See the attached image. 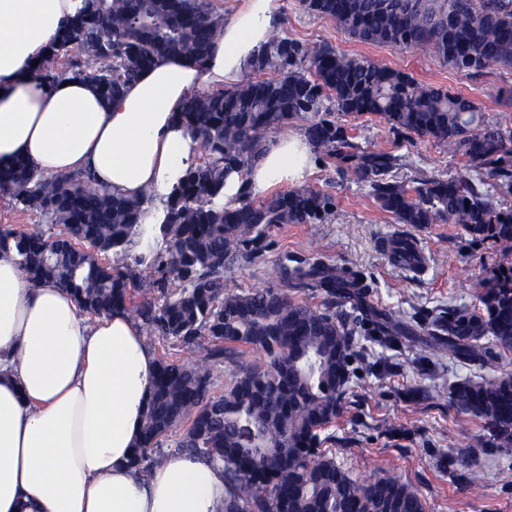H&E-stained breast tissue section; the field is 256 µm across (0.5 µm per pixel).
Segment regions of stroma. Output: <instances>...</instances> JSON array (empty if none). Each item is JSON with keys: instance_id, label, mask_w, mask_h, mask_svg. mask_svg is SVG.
Returning <instances> with one entry per match:
<instances>
[{"instance_id": "obj_1", "label": "stroma", "mask_w": 512, "mask_h": 512, "mask_svg": "<svg viewBox=\"0 0 512 512\" xmlns=\"http://www.w3.org/2000/svg\"><path fill=\"white\" fill-rule=\"evenodd\" d=\"M280 27L303 42H327L350 56H365L405 72L417 81L447 88L477 101L512 92V70L494 67L479 75L457 71L441 59L416 49L398 50L367 44L332 21L307 12L300 0H280ZM361 146L402 155L395 175L401 180L424 176L444 178L463 171L461 155L431 139L397 140L375 119L354 120ZM333 169L313 166L305 183L335 194L338 207L327 224H288L272 233L273 245L260 259L239 260L225 272L227 289L240 291L263 285L273 264L323 254L328 262L359 270L371 280V298L400 310L405 317L439 312L477 301L478 282L505 258L490 245L473 243L456 224H431L416 229L395 223L356 181L336 182ZM407 235L417 239L426 257L415 271L391 262L386 239ZM377 375L358 370L342 401V412L330 426L336 460L353 477L395 475L423 496L426 512H512V448L479 450L482 487L460 490L438 468L434 452L452 450L458 439L482 433L479 419L449 403L450 385L477 381L492 371L512 370V353L485 365L459 362L448 352L431 353L422 345L401 341L386 346L374 336L359 337Z\"/></svg>"}]
</instances>
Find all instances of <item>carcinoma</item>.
<instances>
[{
    "label": "carcinoma",
    "mask_w": 512,
    "mask_h": 512,
    "mask_svg": "<svg viewBox=\"0 0 512 512\" xmlns=\"http://www.w3.org/2000/svg\"><path fill=\"white\" fill-rule=\"evenodd\" d=\"M355 39L416 48L452 68L480 74L512 69V0H301ZM224 22L213 0H84L58 43L36 68L58 77L60 59L106 101L164 55L200 64ZM498 99L483 102L416 81L329 43L306 44L277 30L242 79L223 89L193 91L179 118L200 142L201 155L167 202L164 249L148 263L153 296L135 299L140 275L110 265L123 250L150 197L110 193L84 173L48 179L24 161L0 168V192L25 211L51 219L47 234L0 228V251L13 250L27 279L67 289L88 314L123 311L152 336L173 338L207 354L192 365L157 360L139 446L131 464L157 457L196 456L224 469L221 512H426L425 500L396 476L356 479L336 461L321 433L340 414L359 356L355 337L392 344L416 336L399 312L366 302L371 284L357 270L327 263L321 253L274 269L271 283L246 291L224 287V270L263 256L271 232L286 224H327L336 197L302 187L258 199L248 190L219 206L224 181L245 175L260 158L267 132L307 121L314 151L333 161L340 180H355L397 224L425 228L452 223L477 243L512 254V207L491 189L512 191V130L485 120ZM376 117L403 138L428 137L465 158L466 172L450 178L396 179L401 156L353 141L345 117ZM391 260L421 261L416 239H390ZM321 297L313 303L297 297ZM479 304L455 306L425 318L420 329L436 352L465 364L512 353V263L479 283ZM253 351L263 363L238 369L224 392L214 391L210 362L238 361ZM452 405L483 423L485 434L464 441L454 456L468 490L477 488V449L512 448V373L450 388ZM186 431L164 447L182 423Z\"/></svg>",
    "instance_id": "cac0c4a2"
}]
</instances>
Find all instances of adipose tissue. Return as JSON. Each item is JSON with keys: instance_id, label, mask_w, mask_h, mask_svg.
<instances>
[{"instance_id": "1", "label": "adipose tissue", "mask_w": 512, "mask_h": 512, "mask_svg": "<svg viewBox=\"0 0 512 512\" xmlns=\"http://www.w3.org/2000/svg\"><path fill=\"white\" fill-rule=\"evenodd\" d=\"M83 0H0V164L24 160L43 176L89 172L113 194L150 195L129 247L154 251L166 202L198 157L178 120L189 92L238 80L276 27L279 0H247L225 19L202 65L160 58L103 102L74 75L40 79L41 61ZM314 162L305 135L266 146L247 181L261 194L300 182ZM156 373L126 313L89 317L69 291L32 286L0 251V512H216L224 474L180 454L138 473L130 459Z\"/></svg>"}]
</instances>
